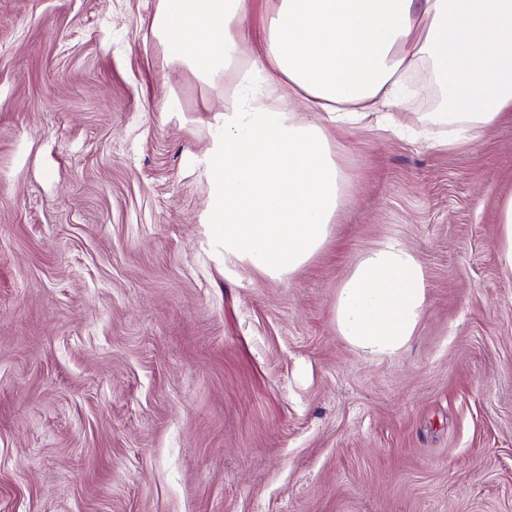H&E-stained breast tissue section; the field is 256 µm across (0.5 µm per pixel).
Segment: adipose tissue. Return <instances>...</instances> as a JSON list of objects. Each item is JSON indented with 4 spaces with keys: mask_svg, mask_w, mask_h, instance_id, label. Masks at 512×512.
Instances as JSON below:
<instances>
[{
    "mask_svg": "<svg viewBox=\"0 0 512 512\" xmlns=\"http://www.w3.org/2000/svg\"><path fill=\"white\" fill-rule=\"evenodd\" d=\"M255 0H158L151 26L170 58L210 84L233 78L224 133L207 153L205 223L225 253L272 278L292 275L327 244L345 186L332 133L372 122L393 133L482 139L512 118V0H267L266 46L244 60ZM428 75L436 111L406 105ZM308 112L322 122L305 120ZM427 302L425 270L406 248L368 252L336 294V329L384 357L413 336Z\"/></svg>",
    "mask_w": 512,
    "mask_h": 512,
    "instance_id": "1",
    "label": "adipose tissue"
}]
</instances>
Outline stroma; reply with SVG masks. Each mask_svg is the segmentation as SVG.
<instances>
[{"instance_id":"35a3bbf8","label":"stroma","mask_w":512,"mask_h":512,"mask_svg":"<svg viewBox=\"0 0 512 512\" xmlns=\"http://www.w3.org/2000/svg\"><path fill=\"white\" fill-rule=\"evenodd\" d=\"M156 6L0 0V512H512V120L340 136L331 241L269 278L204 222L224 88ZM387 242L427 303L373 357L334 306ZM500 235L496 248L505 269L512 272V195L503 199L498 208Z\"/></svg>"}]
</instances>
